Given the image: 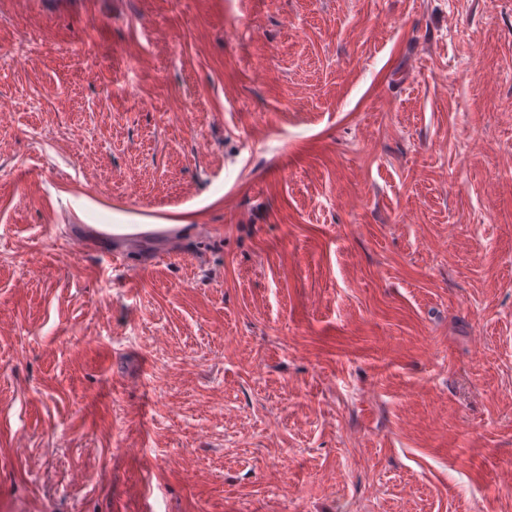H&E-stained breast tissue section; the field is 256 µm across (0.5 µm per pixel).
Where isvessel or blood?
I'll return each instance as SVG.
<instances>
[{"mask_svg": "<svg viewBox=\"0 0 512 512\" xmlns=\"http://www.w3.org/2000/svg\"><path fill=\"white\" fill-rule=\"evenodd\" d=\"M71 245L106 257L115 267L130 268L132 262L145 261L150 246L158 243L175 245L186 236L178 225H150L129 230L120 225L81 224L69 227Z\"/></svg>", "mask_w": 512, "mask_h": 512, "instance_id": "vessel-or-blood-1", "label": "vessel or blood"}]
</instances>
